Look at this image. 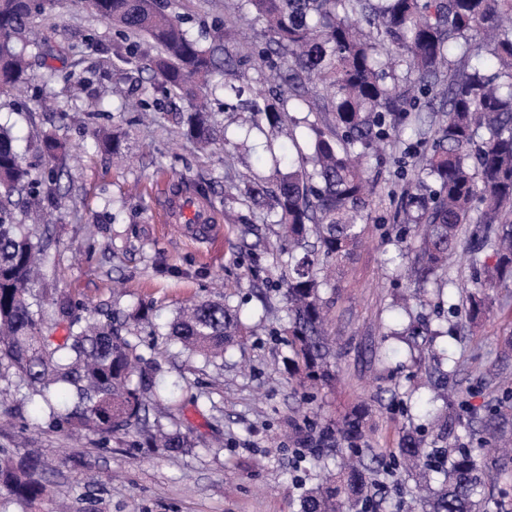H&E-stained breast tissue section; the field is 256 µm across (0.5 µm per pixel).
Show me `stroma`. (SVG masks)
Wrapping results in <instances>:
<instances>
[{
  "label": "stroma",
  "mask_w": 512,
  "mask_h": 512,
  "mask_svg": "<svg viewBox=\"0 0 512 512\" xmlns=\"http://www.w3.org/2000/svg\"><path fill=\"white\" fill-rule=\"evenodd\" d=\"M168 11L186 17L195 35L224 23L232 37L224 75L208 94L213 119L233 148L216 143L201 151L182 137L175 119L183 111L176 97L150 116L131 111L129 101L146 97L153 83L143 63H121L114 54L121 38L95 15L87 0H55L43 17L42 52L31 55L35 79L20 97H0V120L18 138L24 165L33 176L60 170V187L47 209L53 221L41 225L46 240L45 287L75 296L89 314L112 313L121 333L145 357L147 381L180 382V398L150 408V425L189 437L191 448L170 455L134 447L133 436L114 434L108 449L94 437H67L32 424V405L14 402L0 410V448L16 454L37 448L56 493L42 512H299L300 495L322 473L316 458L338 447L336 424L356 405H366L365 456H391L403 430L423 423L431 393L423 370L409 359L405 344L390 338L410 315L431 328H446L449 303L457 289L429 290L425 306L403 310L401 296L414 286L386 261L399 226L391 196H402L411 176L395 173L404 149L395 142L373 154L367 166L379 178L372 240L350 260L329 300L330 332L341 355L336 384L299 387L288 369V326L284 291L271 252L279 241L265 207L241 203L238 175L275 181L267 139L287 146L302 139L303 128L272 134L255 128L246 112L227 105L223 82L265 95L278 92L283 62L259 60L267 47L260 22L242 16L234 0H165ZM57 70L44 82V65ZM121 133L120 156L92 150L99 128ZM52 133L69 151L64 160L48 158L41 146ZM211 181L206 203L219 218L224 246L205 257L188 245L179 223L159 224L164 197L160 184L191 190ZM223 297L238 309L245 326L258 332L231 346L224 357L204 361L189 355L169 334L184 304ZM492 310L472 336L435 340L454 354L459 382L476 377L494 359L502 337L512 335V288L492 291ZM147 316L132 319L137 306ZM416 491L407 473L378 475L371 488L374 512H400Z\"/></svg>",
  "instance_id": "obj_1"
}]
</instances>
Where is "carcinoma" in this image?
Segmentation results:
<instances>
[{
    "label": "carcinoma",
    "mask_w": 512,
    "mask_h": 512,
    "mask_svg": "<svg viewBox=\"0 0 512 512\" xmlns=\"http://www.w3.org/2000/svg\"><path fill=\"white\" fill-rule=\"evenodd\" d=\"M265 25L268 45L285 58L288 97L320 112L307 126V148L296 147L298 165L278 173L272 223L286 246L272 252L278 287L288 299V362L305 382L329 380L338 355L327 331V301L321 274L349 260L365 243L373 212L370 175L363 163L381 144L406 141L407 158L423 179L407 192L397 214L419 228L414 246L397 242L398 258L421 288L448 260L461 254L473 272L462 305L468 325L489 309L491 288L512 286V0H245ZM94 13L115 27L127 62L142 56L147 39L154 76L153 97L137 107L149 112L171 96L183 98V136L201 149L218 140L204 89L220 71L229 34L218 26L208 43L158 0H89ZM43 8L33 0H0V96L14 94L27 79L29 47L42 35ZM418 75L416 89L397 74ZM269 126L281 129L288 113L266 106ZM429 123L431 136L422 137ZM98 149L121 153L123 141L98 134ZM242 202L256 204L267 187L247 178ZM46 181L23 165L12 129L0 124V369L13 370L14 393L38 407L36 421L60 433L84 432L110 441L124 431L138 434L140 447L178 453L191 447L184 435L154 433L146 426L151 397L141 358L112 321H91L80 303L54 293L52 315L37 304L33 284L45 253L27 224L15 220L23 197L52 194ZM242 334L237 312L222 301L196 300L171 323L182 347L208 359ZM506 353L476 378L490 386L504 374ZM454 371L439 373L431 400L447 402L433 417L436 437L451 438L469 412L468 390L448 391ZM0 390V408L12 393ZM363 432V414L339 429L349 450ZM476 445L426 447L417 430L402 434L396 458L419 477L426 495L421 512H488L489 474L481 458L491 454L501 473L512 471V386L484 406L476 420ZM379 457L339 463L336 477L320 480L301 499L300 512H366L367 475ZM37 454L0 452V498L31 506L48 491Z\"/></svg>",
    "instance_id": "cac0c4a2"
}]
</instances>
